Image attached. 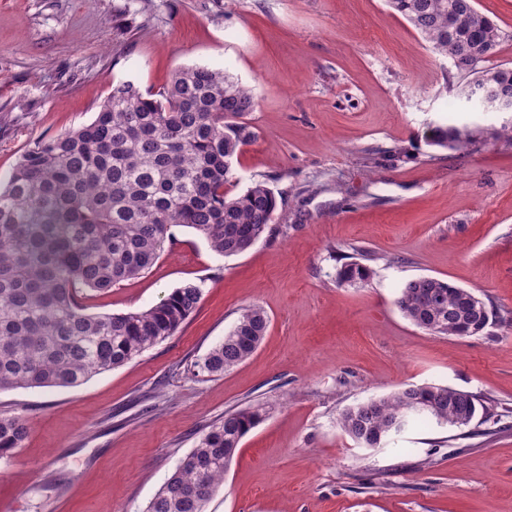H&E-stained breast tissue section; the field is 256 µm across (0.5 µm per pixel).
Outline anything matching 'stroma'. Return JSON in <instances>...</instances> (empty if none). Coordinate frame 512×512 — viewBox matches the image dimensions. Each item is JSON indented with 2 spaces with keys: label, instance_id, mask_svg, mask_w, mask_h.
<instances>
[{
  "label": "stroma",
  "instance_id": "1",
  "mask_svg": "<svg viewBox=\"0 0 512 512\" xmlns=\"http://www.w3.org/2000/svg\"><path fill=\"white\" fill-rule=\"evenodd\" d=\"M475 6L507 35L491 65L512 66V0ZM194 65L252 89L255 138L226 190L266 183L276 219L230 257L172 227L148 271L86 292L88 312L112 314L203 289L182 327L133 361L75 388L0 391V411L28 425L0 459V512H146L213 423L258 403L267 415L207 512H512V139L463 153L426 143L449 117L455 69L385 0H0V176L36 140L91 122L113 85L156 92ZM364 250L368 284L338 285ZM418 277L482 298L485 333L408 321L396 299ZM250 304L270 319L256 352L193 375ZM426 383L492 412L377 448L337 425L348 407Z\"/></svg>",
  "mask_w": 512,
  "mask_h": 512
}]
</instances>
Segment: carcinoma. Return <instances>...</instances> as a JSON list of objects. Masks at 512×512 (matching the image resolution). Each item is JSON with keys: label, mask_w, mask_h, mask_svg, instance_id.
<instances>
[{"label": "carcinoma", "mask_w": 512, "mask_h": 512, "mask_svg": "<svg viewBox=\"0 0 512 512\" xmlns=\"http://www.w3.org/2000/svg\"><path fill=\"white\" fill-rule=\"evenodd\" d=\"M435 53L452 61L462 82L488 74L512 94V67L486 66L508 38L474 0H386ZM250 89L221 69H178L152 94L127 81L89 123L35 141L0 179V390L77 387L125 365L164 341L197 309L202 289L186 283L137 312H86L79 292L106 291L149 270L171 245L173 226L202 235L218 255H238L274 220L277 200L264 182L228 196L232 158L255 134L239 121L254 111ZM471 124H437L430 146L464 152ZM369 266L344 264L340 285H367ZM471 291L420 277L400 289L396 305L433 335L484 333L461 316ZM269 326L257 305L243 309L224 340L193 364L218 376L245 362ZM481 405L477 396L438 384L410 385L344 410L339 426L358 445L380 446L396 420L403 428L428 418L455 426ZM264 416L260 405L224 413L181 460L147 512H205L224 483L241 439ZM25 421L0 413V455L22 447Z\"/></svg>", "instance_id": "1"}]
</instances>
